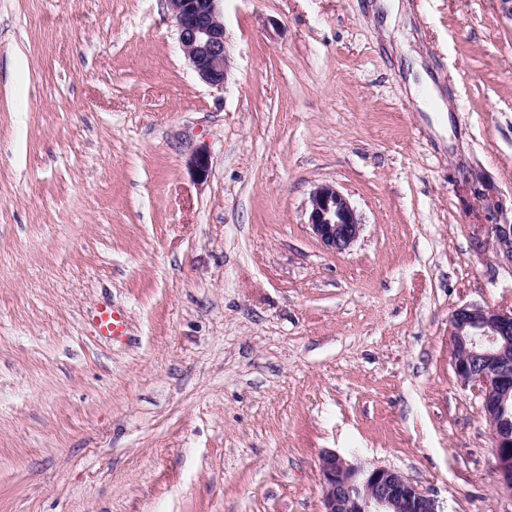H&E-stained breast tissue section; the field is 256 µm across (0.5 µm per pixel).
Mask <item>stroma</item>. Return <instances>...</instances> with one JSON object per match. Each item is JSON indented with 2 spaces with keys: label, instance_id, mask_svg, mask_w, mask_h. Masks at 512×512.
<instances>
[{
  "label": "stroma",
  "instance_id": "obj_1",
  "mask_svg": "<svg viewBox=\"0 0 512 512\" xmlns=\"http://www.w3.org/2000/svg\"><path fill=\"white\" fill-rule=\"evenodd\" d=\"M407 2L388 34L375 0H223L216 89L164 0H0V512H321L325 451L512 512L449 335L512 306V0ZM425 85L428 86L433 93L434 103L432 107L426 104L420 94L421 87ZM409 94L416 99L418 106L425 112H449L448 106L446 108L445 101L441 99L437 90L429 79L423 80L421 84H416L411 80ZM305 213L312 234L335 253L349 251L363 230L355 206L331 184L317 185L311 191ZM486 226L492 238L496 258L512 266V224ZM94 321L100 336L112 341H118L126 335L124 316L112 309H101Z\"/></svg>",
  "mask_w": 512,
  "mask_h": 512
}]
</instances>
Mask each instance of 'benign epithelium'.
<instances>
[{"mask_svg": "<svg viewBox=\"0 0 512 512\" xmlns=\"http://www.w3.org/2000/svg\"><path fill=\"white\" fill-rule=\"evenodd\" d=\"M221 0H165L174 19L186 59L201 81L224 88L227 54ZM197 177L207 179L204 150L190 159ZM307 225L323 246L337 253L350 250L363 230L350 200L331 184L310 193ZM496 258L512 266V224H490ZM453 366L458 379L481 399L494 450L493 478L512 492V308L462 305L450 316ZM322 512H443L435 496L384 466L367 467L334 452L320 458Z\"/></svg>", "mask_w": 512, "mask_h": 512, "instance_id": "7a95c632", "label": "benign epithelium"}]
</instances>
